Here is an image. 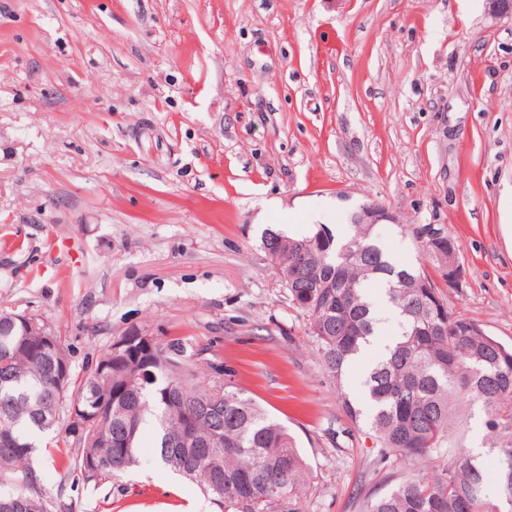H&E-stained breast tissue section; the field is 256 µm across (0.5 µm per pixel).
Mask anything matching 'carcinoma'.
<instances>
[{
  "label": "carcinoma",
  "mask_w": 512,
  "mask_h": 512,
  "mask_svg": "<svg viewBox=\"0 0 512 512\" xmlns=\"http://www.w3.org/2000/svg\"><path fill=\"white\" fill-rule=\"evenodd\" d=\"M423 233L413 228L440 268L457 259L454 239L448 249ZM262 247L276 258L281 285L307 317L311 346L336 387L370 345L372 289L387 285V302L400 318L398 334L365 377L364 396L341 394L342 409L354 426L368 428L379 448L376 463L446 456L448 464L408 474L386 494L367 497L362 512H512V347L438 299L424 272L396 268L371 224L350 225L342 240L323 225L301 237L268 228ZM44 329L53 333L52 353L39 349ZM110 354L108 347L81 380L58 387L52 371L54 356L67 357L62 337L41 314L0 311V429L15 438L0 443V474H21L14 492L0 494V512L73 510L32 478L39 437L61 424L69 447L59 463L63 483L78 473L97 490L131 470L150 420L161 463L229 512H280L301 498L306 466L288 428L227 386L224 402L213 406L214 381L198 375L192 342L171 338L156 345L148 365L114 364L112 375H101L99 363ZM109 401L103 424L70 423L75 404L93 410ZM457 403L481 409L486 447L498 454L492 491L481 457L462 443L467 417ZM92 455L101 457L98 470L86 465Z\"/></svg>",
  "instance_id": "1"
}]
</instances>
